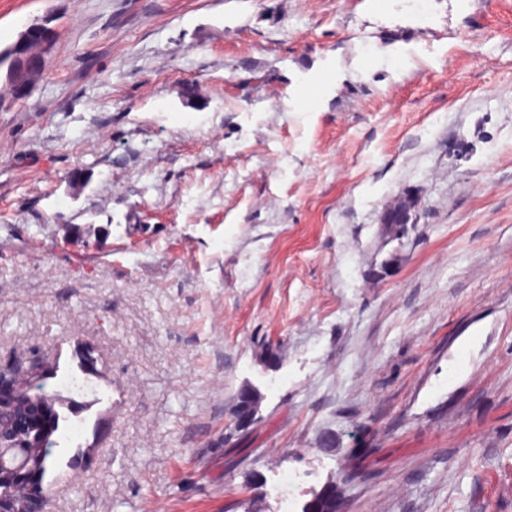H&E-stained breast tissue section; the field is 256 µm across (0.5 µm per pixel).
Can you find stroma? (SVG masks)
<instances>
[{"instance_id": "1", "label": "stroma", "mask_w": 512, "mask_h": 512, "mask_svg": "<svg viewBox=\"0 0 512 512\" xmlns=\"http://www.w3.org/2000/svg\"><path fill=\"white\" fill-rule=\"evenodd\" d=\"M45 19L0 360L89 388L47 512H512V0H0V48ZM416 220L414 206L410 201H404L396 207L385 210L381 216V224L396 232L403 231L408 224L416 223Z\"/></svg>"}]
</instances>
